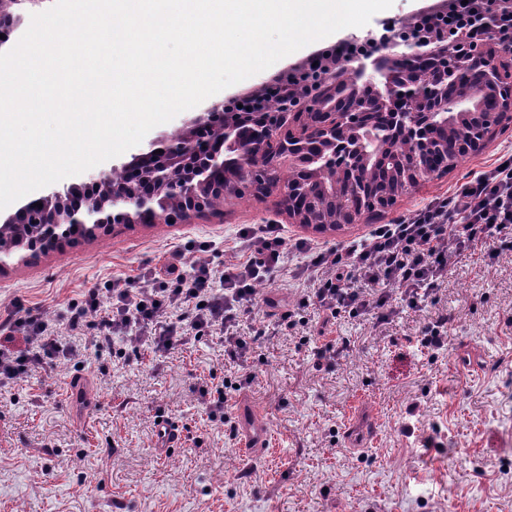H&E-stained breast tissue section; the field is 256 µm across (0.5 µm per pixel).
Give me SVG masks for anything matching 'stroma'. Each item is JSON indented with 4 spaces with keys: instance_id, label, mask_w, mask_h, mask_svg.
I'll list each match as a JSON object with an SVG mask.
<instances>
[{
    "instance_id": "1",
    "label": "stroma",
    "mask_w": 512,
    "mask_h": 512,
    "mask_svg": "<svg viewBox=\"0 0 512 512\" xmlns=\"http://www.w3.org/2000/svg\"><path fill=\"white\" fill-rule=\"evenodd\" d=\"M337 40L307 45L220 96L270 86ZM510 153L512 127L400 196L379 223L451 196ZM253 224L330 246L366 230L292 224L279 192L248 195L220 217L120 225L9 268L0 274V307L20 303L57 316L68 300L161 267L192 242H208L202 259L221 269L236 261L238 229ZM437 297L415 310L395 291L388 323L338 321L350 349L319 363L300 336L272 333L275 319L262 309L242 315L239 333L257 341L235 363L215 335L162 357L129 344L116 360L85 330L72 338L73 359L50 361L0 390V512H512V253L452 258ZM439 313L451 318L444 351L417 342ZM242 375L252 382L237 396L265 408L271 434L265 456L244 467L229 425L200 406L203 386ZM77 387L88 391L81 409ZM160 412L191 433L165 456L155 452ZM355 417L372 435L354 451Z\"/></svg>"
}]
</instances>
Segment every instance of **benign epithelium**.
I'll list each match as a JSON object with an SVG mask.
<instances>
[{"mask_svg":"<svg viewBox=\"0 0 512 512\" xmlns=\"http://www.w3.org/2000/svg\"><path fill=\"white\" fill-rule=\"evenodd\" d=\"M0 0V33L15 32L24 15ZM470 13L487 22L482 33L464 25L448 38L442 19L455 0H430L406 19L404 40L369 29L341 38L334 49L318 50L281 80L285 110L246 116L231 124L227 102L212 104L192 126L161 143L141 148L132 161L87 173L82 181L41 194L0 217L1 224H34L19 247L0 239V270L75 242L108 234L117 225L186 224L224 214L209 206L220 195L281 192L288 219L316 230L364 224L391 208L401 195L455 164L448 139L437 130L477 121L491 131L512 124V39L491 38L490 19L512 18V0H469ZM356 74L341 87L336 75ZM435 154L438 165L421 168L412 153L400 154L399 140ZM163 153L158 154L156 150ZM386 150L398 164L395 187L383 190L365 170ZM311 159L316 190L280 186L274 171ZM42 207H37V204Z\"/></svg>","mask_w":512,"mask_h":512,"instance_id":"7a95c632","label":"benign epithelium"}]
</instances>
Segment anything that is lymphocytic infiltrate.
I'll list each match as a JSON object with an SVG mask.
<instances>
[{"mask_svg":"<svg viewBox=\"0 0 512 512\" xmlns=\"http://www.w3.org/2000/svg\"><path fill=\"white\" fill-rule=\"evenodd\" d=\"M238 264L218 270L208 264H184L182 254L149 275L114 279L106 292L92 289L69 303L59 323L37 308H14L0 319V386L16 383L33 368L53 359L68 360L76 349L69 336L94 329L102 346L135 337L155 353L200 340L210 332L224 337L229 360L243 358L254 337L238 335L241 313L261 309V283L275 284L285 272L288 252L305 258L307 287L278 321L280 329L306 326V312L322 314L316 360L335 358L346 341L332 335L338 317L373 313L387 323L388 286L401 288L409 308L432 302L448 275L449 256L465 253L498 256L512 251V155L462 184L453 198L431 203L389 224L376 225L362 238L327 249L305 239L287 243L278 226L238 230Z\"/></svg>","mask_w":512,"mask_h":512,"instance_id":"lymphocytic-infiltrate-1","label":"lymphocytic infiltrate"}]
</instances>
